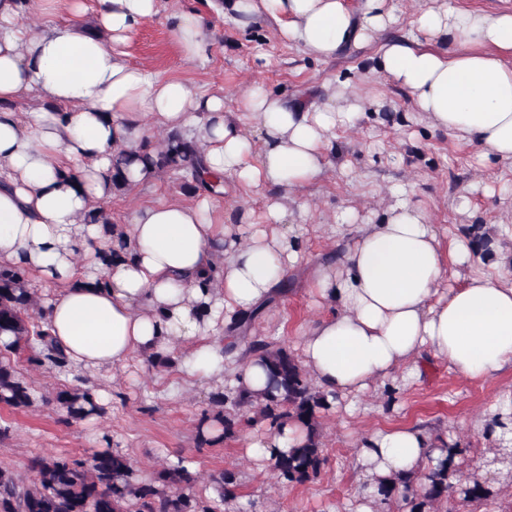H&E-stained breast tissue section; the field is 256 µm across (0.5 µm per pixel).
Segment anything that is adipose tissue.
<instances>
[{
    "mask_svg": "<svg viewBox=\"0 0 512 512\" xmlns=\"http://www.w3.org/2000/svg\"><path fill=\"white\" fill-rule=\"evenodd\" d=\"M208 2L243 26L273 22L282 40L320 61L372 48L371 73L406 92L418 123L447 132L479 162L512 167V7L425 0L406 24L394 0ZM68 3L72 21L34 27L17 0H0V269L52 285L39 315L72 370L103 375L133 356L174 351L184 385L264 391L258 358L228 371L224 331L302 266L327 312L304 330L301 363L347 414L386 381L419 376L426 353L467 379L512 365V267L503 261L496 275L456 283L479 250L446 240L410 184L391 186L380 214H336L337 225L356 228L337 261L312 259L300 235L278 229L289 211L307 212L297 191L330 169L337 129L359 124L380 95L363 97L337 76L294 99L255 86L229 112L222 95L126 60L122 45L158 15L160 0H96L90 29L84 0ZM207 27L199 12L174 13L185 59L207 57ZM23 95L37 108L11 109ZM173 131L198 146L211 179L265 191L262 223H225L205 189L139 205L109 238L85 222L110 195L115 154L135 158L130 187L154 183L137 156L151 136ZM304 437L290 420L251 435L245 455L259 469ZM447 446V436L413 426L380 429L362 439L356 461L369 478L418 475L444 461Z\"/></svg>",
    "mask_w": 512,
    "mask_h": 512,
    "instance_id": "1",
    "label": "adipose tissue"
}]
</instances>
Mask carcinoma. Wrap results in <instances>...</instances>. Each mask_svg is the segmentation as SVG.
Returning <instances> with one entry per match:
<instances>
[{
  "label": "carcinoma",
  "mask_w": 512,
  "mask_h": 512,
  "mask_svg": "<svg viewBox=\"0 0 512 512\" xmlns=\"http://www.w3.org/2000/svg\"><path fill=\"white\" fill-rule=\"evenodd\" d=\"M141 162L160 173H179L194 182L200 179L196 150L176 133L166 135L153 151L144 153ZM127 163L125 153L115 155L113 188L126 187L123 168ZM36 318V293L29 288L25 274L0 269V333L13 335V341L0 351L1 405L27 408L35 400L32 386L10 364L13 354L30 350L33 361L67 374L63 353L52 344ZM247 340L250 354L265 363L269 386L260 393L244 388L214 392L211 401L218 408L215 419L228 438L236 434L242 413L250 414V422L268 421L273 427L296 418L305 428L304 442L286 453L273 455L271 465L284 483L312 482L320 476L325 463L320 418L331 406L293 353L259 334ZM84 384L81 377L75 376L56 394L59 409L69 421H82L92 412L100 416L105 412L95 402L92 389ZM458 452L455 445H449L447 462L422 477L375 480L372 496L381 503L399 499L408 512H436L438 505L454 493L469 502L488 498L491 490L485 483L476 478L465 482L460 478L453 464ZM30 470L33 479L25 483L0 469V512H213L212 505L195 492L196 472L164 466L145 478L137 473L132 460L118 450L84 459L41 456L30 462ZM210 483L221 492L222 501L235 499V472L213 474Z\"/></svg>",
  "instance_id": "cac0c4a2"
}]
</instances>
